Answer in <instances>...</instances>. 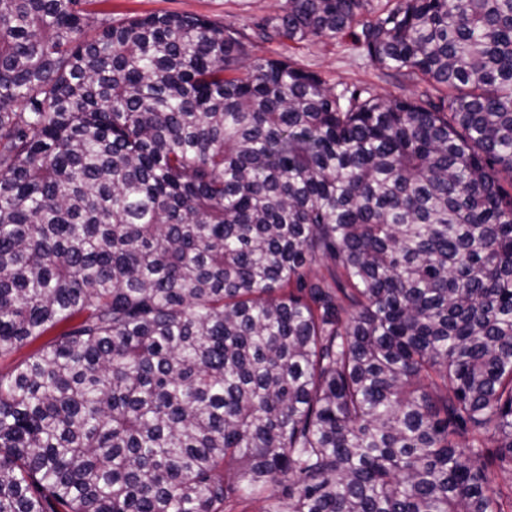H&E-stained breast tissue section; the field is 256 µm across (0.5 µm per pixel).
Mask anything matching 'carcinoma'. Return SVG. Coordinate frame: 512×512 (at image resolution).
Here are the masks:
<instances>
[{
  "instance_id": "carcinoma-1",
  "label": "carcinoma",
  "mask_w": 512,
  "mask_h": 512,
  "mask_svg": "<svg viewBox=\"0 0 512 512\" xmlns=\"http://www.w3.org/2000/svg\"><path fill=\"white\" fill-rule=\"evenodd\" d=\"M369 2L0 0V512H505L512 0ZM90 13H106L112 17L173 12L200 15L222 24H232L252 34L253 24L263 17L275 15L278 0H106L81 2ZM256 52L266 57H290L298 66L316 72L336 85L338 91L345 86H358L387 97H404L423 90L384 75L347 36L323 37L301 44L258 41Z\"/></svg>"
}]
</instances>
